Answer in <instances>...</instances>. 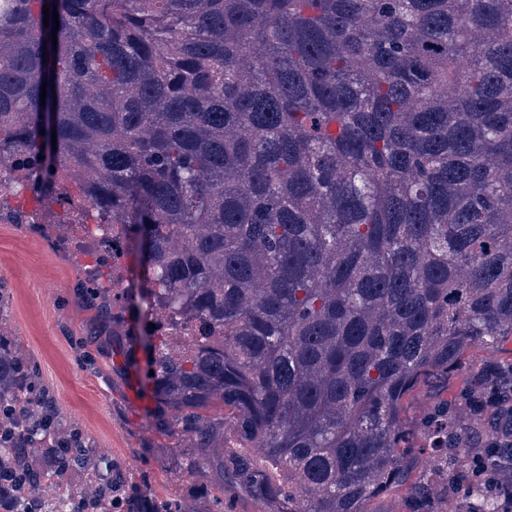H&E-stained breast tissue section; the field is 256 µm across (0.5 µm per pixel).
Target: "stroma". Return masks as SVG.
<instances>
[{
	"mask_svg": "<svg viewBox=\"0 0 512 512\" xmlns=\"http://www.w3.org/2000/svg\"><path fill=\"white\" fill-rule=\"evenodd\" d=\"M94 243L72 231L65 246L51 228L0 223V306L8 340L28 350L66 420L111 449L115 462L148 472L158 496L176 494L156 432L144 425L149 404L137 380L111 367L112 321L88 308L81 288L94 271L86 253Z\"/></svg>",
	"mask_w": 512,
	"mask_h": 512,
	"instance_id": "stroma-1",
	"label": "stroma"
}]
</instances>
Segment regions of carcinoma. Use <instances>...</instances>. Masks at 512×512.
Listing matches in <instances>:
<instances>
[{"instance_id": "carcinoma-1", "label": "carcinoma", "mask_w": 512, "mask_h": 512, "mask_svg": "<svg viewBox=\"0 0 512 512\" xmlns=\"http://www.w3.org/2000/svg\"><path fill=\"white\" fill-rule=\"evenodd\" d=\"M2 165L67 199L58 240L139 249L145 287L107 251L85 289L205 488L158 500L25 410L21 504L512 512V356L470 359L512 339V0H0ZM36 388L54 414L0 344V400Z\"/></svg>"}]
</instances>
